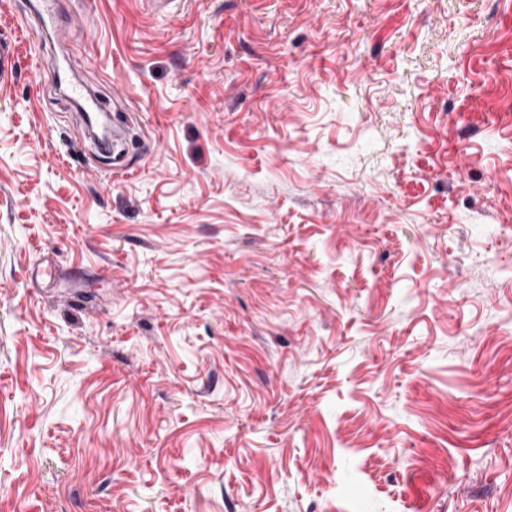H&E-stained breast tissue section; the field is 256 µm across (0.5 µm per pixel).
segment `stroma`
Returning <instances> with one entry per match:
<instances>
[{"label":"stroma","mask_w":512,"mask_h":512,"mask_svg":"<svg viewBox=\"0 0 512 512\" xmlns=\"http://www.w3.org/2000/svg\"><path fill=\"white\" fill-rule=\"evenodd\" d=\"M58 2L0 0V512H512V0ZM18 54L10 41L0 43V87L11 86L18 75Z\"/></svg>","instance_id":"obj_1"}]
</instances>
